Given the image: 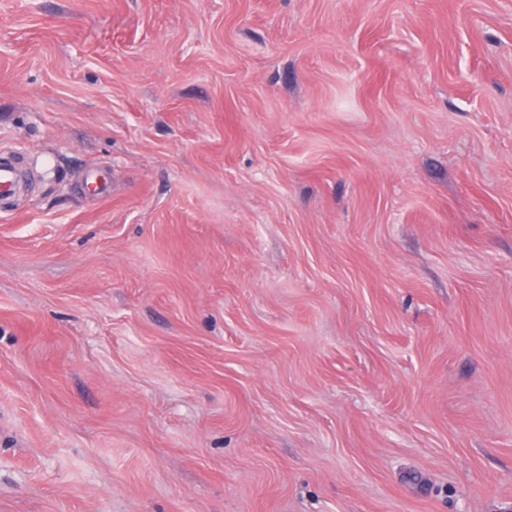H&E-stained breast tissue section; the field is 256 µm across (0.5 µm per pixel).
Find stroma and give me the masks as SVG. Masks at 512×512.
Here are the masks:
<instances>
[{
	"label": "stroma",
	"instance_id": "1",
	"mask_svg": "<svg viewBox=\"0 0 512 512\" xmlns=\"http://www.w3.org/2000/svg\"><path fill=\"white\" fill-rule=\"evenodd\" d=\"M1 150L0 512H512V0H0ZM23 181V174L11 157L0 156V197L14 193Z\"/></svg>",
	"mask_w": 512,
	"mask_h": 512
}]
</instances>
